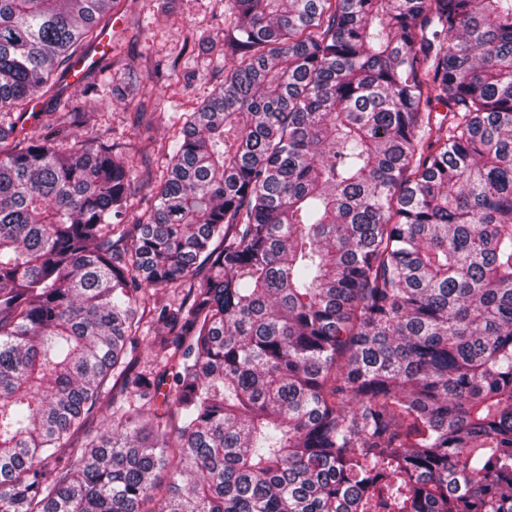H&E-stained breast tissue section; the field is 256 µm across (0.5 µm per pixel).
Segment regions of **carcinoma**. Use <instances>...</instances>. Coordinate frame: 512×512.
<instances>
[{"mask_svg":"<svg viewBox=\"0 0 512 512\" xmlns=\"http://www.w3.org/2000/svg\"><path fill=\"white\" fill-rule=\"evenodd\" d=\"M117 3L0 0V512H512V0H227L131 226L10 139Z\"/></svg>","mask_w":512,"mask_h":512,"instance_id":"obj_1","label":"carcinoma"}]
</instances>
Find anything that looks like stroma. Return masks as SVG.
Listing matches in <instances>:
<instances>
[{"instance_id": "1", "label": "stroma", "mask_w": 512, "mask_h": 512, "mask_svg": "<svg viewBox=\"0 0 512 512\" xmlns=\"http://www.w3.org/2000/svg\"><path fill=\"white\" fill-rule=\"evenodd\" d=\"M108 31L119 65L109 69L104 61H97L83 80L91 93L82 98L67 77L57 76L55 94L37 101L26 131L40 135L55 113L79 105L96 118L73 127L74 136H101L135 152L148 133L139 123V112L155 113L148 133L154 144L142 165L153 177L138 179L132 187L137 197L147 198L156 189L155 174L167 162L164 144L171 135L169 115L193 111L224 82L223 59L202 49L204 41L224 38V0H124ZM127 71L139 80L137 96L123 92L122 75Z\"/></svg>"}]
</instances>
